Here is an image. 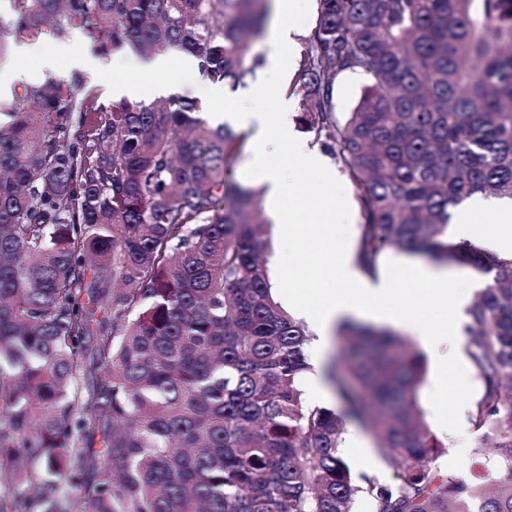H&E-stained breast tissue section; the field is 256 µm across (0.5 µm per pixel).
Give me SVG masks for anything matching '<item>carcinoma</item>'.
<instances>
[{
  "instance_id": "cac0c4a2",
  "label": "carcinoma",
  "mask_w": 512,
  "mask_h": 512,
  "mask_svg": "<svg viewBox=\"0 0 512 512\" xmlns=\"http://www.w3.org/2000/svg\"><path fill=\"white\" fill-rule=\"evenodd\" d=\"M15 38L106 33L103 53H190L211 83L244 86L269 0H15ZM366 78L352 111L336 80ZM286 92L357 189L353 253L390 249L489 276L467 309L481 384L471 424L507 476L448 477L420 404L422 353L388 328L342 321L324 379L303 388L310 334L275 301L258 191L232 169L244 138L193 101L106 106L59 76L0 121V482L13 512H512V253L448 240L451 209L512 202V0H319ZM356 420L398 462L354 475ZM101 449H95L96 444Z\"/></svg>"
}]
</instances>
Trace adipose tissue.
Wrapping results in <instances>:
<instances>
[{
    "instance_id": "obj_1",
    "label": "adipose tissue",
    "mask_w": 512,
    "mask_h": 512,
    "mask_svg": "<svg viewBox=\"0 0 512 512\" xmlns=\"http://www.w3.org/2000/svg\"><path fill=\"white\" fill-rule=\"evenodd\" d=\"M276 20L268 37V58L277 67L286 66L287 54L293 51L298 34L292 19L297 12L299 0H273ZM70 70H92L97 66V58L89 48L76 45H62L51 54L38 57L39 72L58 71L59 67ZM268 93V87L256 83L246 90L244 98L227 96L224 89L215 87L211 96L217 104L213 114L220 123L248 127L254 131V144L248 163L252 177L260 179L266 187V206L275 220L287 221L288 215L282 207L285 194V182L281 172L271 165L272 155L283 152L305 173H312L326 183L336 180V172L321 152L308 148L298 139L288 123V100H281L276 113L244 106V99H261ZM336 213L334 199H323L316 206L312 218L321 224L326 236L323 249L331 253L332 272L338 282L337 287L322 289L315 306L303 305L301 297H294L301 316L314 332L313 348L315 356H324L329 350L333 330L338 320L353 315H362L371 320L382 322L397 328H408L424 349L440 352L444 343L443 336L433 324L427 309L412 305L413 288L431 290L435 304L444 305L454 302L456 320H464V297L449 299L448 275L432 268L410 256H402L398 270L406 282L405 287H397L394 280L380 279L365 287H355L357 269L349 256L341 252H331V227ZM497 225L491 230H482L470 222L469 210L458 211L448 228L453 238H476L486 248L501 249L512 245V207L495 211Z\"/></svg>"
}]
</instances>
